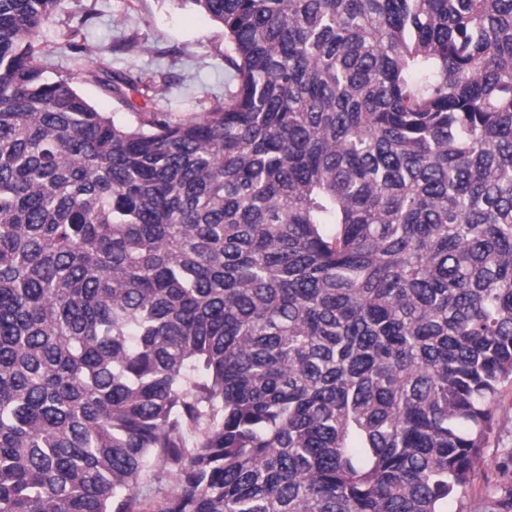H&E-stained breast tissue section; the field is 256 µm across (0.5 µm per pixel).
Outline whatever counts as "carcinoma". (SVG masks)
<instances>
[{
    "instance_id": "1",
    "label": "carcinoma",
    "mask_w": 512,
    "mask_h": 512,
    "mask_svg": "<svg viewBox=\"0 0 512 512\" xmlns=\"http://www.w3.org/2000/svg\"><path fill=\"white\" fill-rule=\"evenodd\" d=\"M180 2L237 85L129 123L0 0V512H448L512 384V0Z\"/></svg>"
}]
</instances>
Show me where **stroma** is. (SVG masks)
Returning <instances> with one entry per match:
<instances>
[{
  "instance_id": "35a3bbf8",
  "label": "stroma",
  "mask_w": 512,
  "mask_h": 512,
  "mask_svg": "<svg viewBox=\"0 0 512 512\" xmlns=\"http://www.w3.org/2000/svg\"><path fill=\"white\" fill-rule=\"evenodd\" d=\"M97 14L82 22L84 8ZM108 52L112 71L152 77L158 93L151 98L127 90L118 100L87 75V64L69 53L54 54L42 61L45 78L67 80L92 105L121 119L139 112H168L176 117L205 112L223 98L232 80L225 62L224 28L180 0H59L43 25L39 39L48 46L64 42L68 35ZM134 39L135 48L115 51V44ZM512 452V385L503 387L497 423L483 452L480 475L463 495L451 500L448 512H484L485 499L501 479L499 466Z\"/></svg>"
}]
</instances>
